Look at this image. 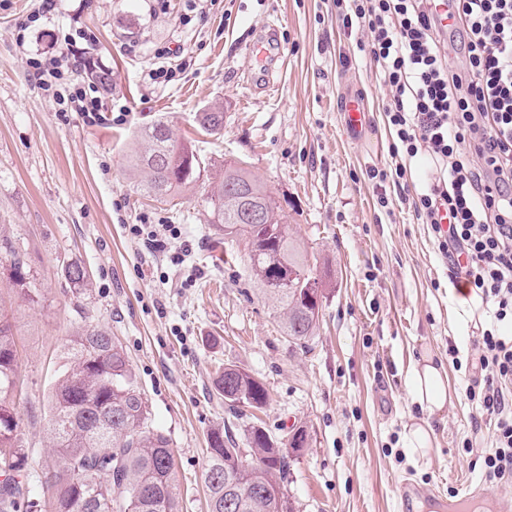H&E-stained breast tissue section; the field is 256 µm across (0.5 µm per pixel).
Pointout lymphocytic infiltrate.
<instances>
[{
  "mask_svg": "<svg viewBox=\"0 0 512 512\" xmlns=\"http://www.w3.org/2000/svg\"><path fill=\"white\" fill-rule=\"evenodd\" d=\"M336 18L374 77L390 94L386 118L395 137L393 166L379 182L401 185L419 157L436 174L412 196L418 223L430 227L449 277L482 298L487 318L468 364L476 378L466 398L474 423L492 417L479 453L486 480L512 484V0H333ZM463 64L449 66L450 54ZM40 89L77 112L85 124L101 119L95 84L71 81L74 62L33 57Z\"/></svg>",
  "mask_w": 512,
  "mask_h": 512,
  "instance_id": "1",
  "label": "lymphocytic infiltrate"
}]
</instances>
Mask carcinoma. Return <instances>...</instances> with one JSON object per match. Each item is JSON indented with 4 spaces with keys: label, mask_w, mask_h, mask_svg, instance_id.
Instances as JSON below:
<instances>
[{
    "label": "carcinoma",
    "mask_w": 512,
    "mask_h": 512,
    "mask_svg": "<svg viewBox=\"0 0 512 512\" xmlns=\"http://www.w3.org/2000/svg\"><path fill=\"white\" fill-rule=\"evenodd\" d=\"M85 78L103 87L109 73L89 62ZM202 129L224 128L219 110L198 116ZM146 143L128 160L133 171L144 170L140 191L156 200L208 184L210 223L224 238L241 241L259 294L271 303L288 342L304 346L314 335L325 289L308 297L318 283L308 264L304 244L288 232L286 216L264 186L237 163H224L213 176L188 144L174 138L164 120L138 134ZM264 209L259 224L243 219L247 206ZM11 278L22 300L38 302L24 264H10ZM68 366L50 395L47 426L50 471L56 493L53 512H181V491L168 438L149 426V412L122 347L105 329L83 325L67 345ZM17 354L10 325L0 321V470L21 472L26 455L21 448L19 420L10 400ZM224 403L233 410L260 409L268 400L264 383L233 365L215 381ZM295 442L285 447L257 426L247 437L246 455L236 442L214 429L206 448L209 512H293L284 482L290 458L305 447L309 434L299 427ZM24 489L11 477L0 483V512H19Z\"/></svg>",
    "instance_id": "obj_1"
}]
</instances>
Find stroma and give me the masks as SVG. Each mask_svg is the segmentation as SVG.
<instances>
[{
  "label": "stroma",
  "mask_w": 512,
  "mask_h": 512,
  "mask_svg": "<svg viewBox=\"0 0 512 512\" xmlns=\"http://www.w3.org/2000/svg\"><path fill=\"white\" fill-rule=\"evenodd\" d=\"M39 4L0 0V244L21 254L40 294L34 305L18 298L0 247V314L17 349L13 406L27 474L45 472L48 395L70 336L86 322L122 345L150 425L173 450L182 512H208L215 428L241 446L254 425L277 441L307 429L288 476L294 512H399L405 480L422 492L414 512H446L461 483L485 487L461 446L472 437L485 447L487 433L472 424L467 379L448 352L452 344L471 351L472 332L449 328L451 282L429 227L394 186L378 191L367 176L391 163L389 93L330 0H200L194 9L187 0H60L55 23L20 30ZM73 25L90 38L68 48L63 34ZM270 34L277 49L256 57L253 45ZM163 46L183 70L156 85L145 74L161 66ZM64 50L106 67L124 121L107 105L99 123L84 124L36 86L28 58ZM353 94L368 112L357 135L343 119ZM215 106L223 129L201 130L196 115ZM160 117L211 171L242 162L305 244L326 289L306 348L289 345L258 297L243 245L210 224L207 185L163 202L139 191L128 168L133 134ZM133 224H171L179 236L167 252H152L130 234ZM179 251L184 262L172 264ZM73 263L86 270L85 285L68 279ZM425 356L446 365L450 400L431 420L429 456L413 460L402 435L410 419L430 420L409 385ZM227 364L265 384L262 409L225 404L214 380Z\"/></svg>",
  "instance_id": "obj_1"
}]
</instances>
